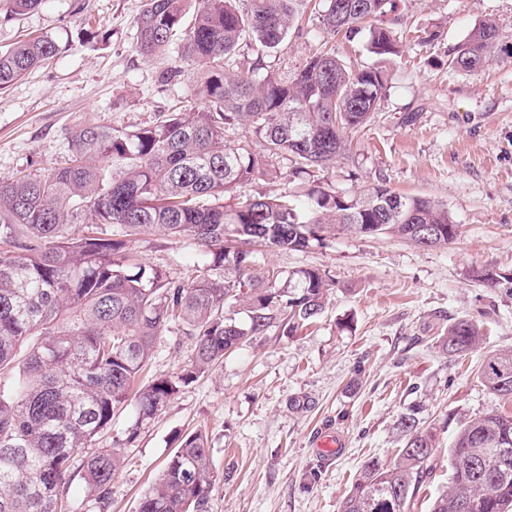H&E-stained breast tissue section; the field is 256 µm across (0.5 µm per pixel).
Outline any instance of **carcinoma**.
<instances>
[{"mask_svg":"<svg viewBox=\"0 0 512 512\" xmlns=\"http://www.w3.org/2000/svg\"><path fill=\"white\" fill-rule=\"evenodd\" d=\"M22 15L42 0H6ZM146 0L136 18L137 51H172L201 72L204 107L172 112L153 126L119 130L88 125L69 136L67 165L43 175L0 181V371L17 366L14 384L0 388V512H111L112 482L124 463L120 448H98L117 412L134 404L137 421L152 418L180 388L224 356L272 327L291 335L323 310L329 283L315 269L294 272L298 287H276L257 267L254 247L304 251L339 229L414 241L413 229H444L438 245L459 235L444 206L383 185L359 196L319 187L302 199L259 193L232 206L224 197L273 175L288 155L302 168L345 154L346 134L367 126L385 93L383 71L347 65L329 48L307 58L293 76H259L257 65L234 68L242 44L255 62L276 49L299 22L300 0ZM395 0H326L323 27L338 35L369 24L368 51L398 53L390 18ZM60 51L49 36L0 52V89L49 62ZM512 57V37L489 20L448 50L449 65L476 73L493 54ZM237 128L261 139L265 153L224 136ZM78 224L97 231L75 234ZM148 230L193 240L213 262L197 261L186 281L128 252ZM224 267V274L215 267ZM479 282L512 293V271L491 269ZM249 324L224 315L238 302ZM194 347L190 364L172 377L136 387L156 337L172 316ZM478 325L461 319L440 341L447 354L481 347ZM485 387L512 401V349L485 354ZM397 430L404 447L392 462L367 460L338 512H407L430 474L436 434L416 413ZM92 452L77 457L79 450ZM84 496L60 491L75 477ZM219 476L205 434L185 435L141 497L137 512H211ZM429 512H512V414L491 410L461 424L448 447V485Z\"/></svg>","mask_w":512,"mask_h":512,"instance_id":"1","label":"carcinoma"}]
</instances>
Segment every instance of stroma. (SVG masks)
Wrapping results in <instances>:
<instances>
[{"label":"stroma","mask_w":512,"mask_h":512,"mask_svg":"<svg viewBox=\"0 0 512 512\" xmlns=\"http://www.w3.org/2000/svg\"><path fill=\"white\" fill-rule=\"evenodd\" d=\"M144 0H43L13 15L0 0V50L49 36L64 50L0 91V180L65 165L70 133L103 124L134 130L171 112L202 108L199 74L182 64L174 81L160 74L168 55L136 49L134 20ZM400 56L369 53L367 29L332 36L303 7V19L264 59L282 77L331 46L348 63L387 74V93L365 129L350 134L336 162L311 170L325 191L346 196L378 185L444 205L461 234L422 248L394 236L343 232L302 252L262 248L261 268L276 285L296 287L294 272L319 270L330 284L323 312L294 335L271 328L183 387L150 420L117 413L98 447H112L137 427L112 486V512H136L182 433L203 431L217 471L230 473L212 493V512H337L360 466L390 461L401 441L395 423L417 411L435 427L439 453L409 512H429L448 482V444L459 422L512 405L491 394L479 368L485 352L512 348V296L472 277L481 267L512 270V58L480 72L457 71L448 49L491 19L512 34V0H399ZM438 32L419 47L417 35ZM417 113L414 124L404 121ZM132 252L169 279H185L199 252L191 239L145 233ZM460 318L477 321L481 349L451 356L440 340ZM193 346L172 318L158 336L147 379L173 376ZM343 436L341 457L326 462L315 446L322 431ZM318 470L319 480L304 475Z\"/></svg>","instance_id":"obj_1"}]
</instances>
